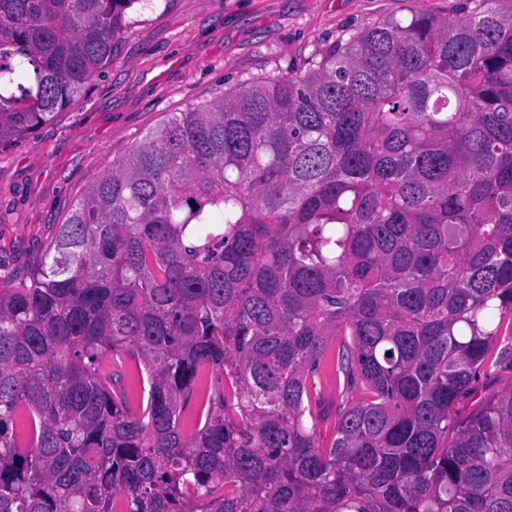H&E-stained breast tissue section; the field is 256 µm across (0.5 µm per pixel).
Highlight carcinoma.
Segmentation results:
<instances>
[{"label":"carcinoma","mask_w":512,"mask_h":512,"mask_svg":"<svg viewBox=\"0 0 512 512\" xmlns=\"http://www.w3.org/2000/svg\"><path fill=\"white\" fill-rule=\"evenodd\" d=\"M134 3L0 0V142ZM505 321L512 0L354 29L173 113L0 273V512H512V389L451 412Z\"/></svg>","instance_id":"obj_1"}]
</instances>
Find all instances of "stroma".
Masks as SVG:
<instances>
[{
    "label": "stroma",
    "mask_w": 512,
    "mask_h": 512,
    "mask_svg": "<svg viewBox=\"0 0 512 512\" xmlns=\"http://www.w3.org/2000/svg\"><path fill=\"white\" fill-rule=\"evenodd\" d=\"M459 0H135L112 62L32 133L0 143V269L23 275L66 212L173 112L251 76L285 75L345 30L413 12L455 16ZM512 388V329L455 408L458 421Z\"/></svg>",
    "instance_id": "1"
}]
</instances>
